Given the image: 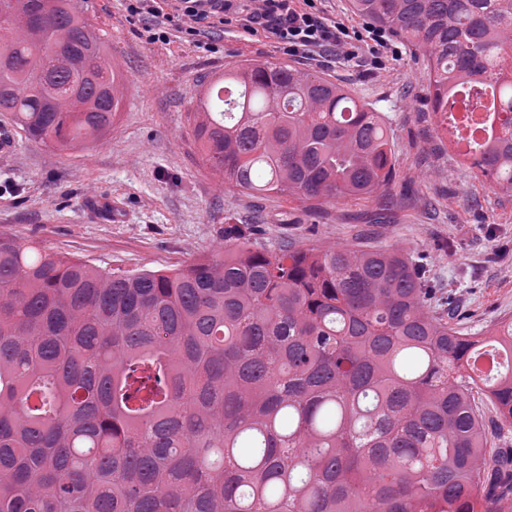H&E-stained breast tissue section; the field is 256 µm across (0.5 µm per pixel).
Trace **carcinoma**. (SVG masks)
Returning <instances> with one entry per match:
<instances>
[{
    "label": "carcinoma",
    "mask_w": 512,
    "mask_h": 512,
    "mask_svg": "<svg viewBox=\"0 0 512 512\" xmlns=\"http://www.w3.org/2000/svg\"><path fill=\"white\" fill-rule=\"evenodd\" d=\"M423 57L434 111L486 112L462 154L512 191V0H349ZM193 132L224 184L316 209L387 185L385 116L320 75L243 63ZM122 77L75 0H0V112L71 149L112 132ZM403 251L224 250L114 275L0 236V512H501L512 319L472 336ZM499 363L486 386L475 359Z\"/></svg>",
    "instance_id": "obj_1"
}]
</instances>
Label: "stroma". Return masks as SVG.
<instances>
[{"label": "stroma", "instance_id": "stroma-1", "mask_svg": "<svg viewBox=\"0 0 512 512\" xmlns=\"http://www.w3.org/2000/svg\"><path fill=\"white\" fill-rule=\"evenodd\" d=\"M123 76L121 111L111 134L72 150L27 139L0 112V235L114 274L168 271L222 250L225 225L250 231L255 247L283 240L305 246L387 245L428 259L436 287L466 314L468 331L512 318V193L492 187L462 164L442 135L424 62L403 39L373 68L368 50L302 58L263 29L214 23L204 51L177 29L152 41L151 21L123 0H77ZM272 62L314 72L349 88L386 116L395 177L365 199H339L310 210L278 194L225 187L203 164L190 116L224 70ZM105 198L107 207L86 206Z\"/></svg>", "mask_w": 512, "mask_h": 512}]
</instances>
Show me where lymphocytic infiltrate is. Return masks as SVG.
I'll return each instance as SVG.
<instances>
[{
    "mask_svg": "<svg viewBox=\"0 0 512 512\" xmlns=\"http://www.w3.org/2000/svg\"><path fill=\"white\" fill-rule=\"evenodd\" d=\"M127 10L145 17L153 23L154 40L168 39L167 27L177 24L182 33L195 39L197 47H204L203 40L212 18H224L232 8L242 12L244 31L261 26L294 54L315 48L346 49L348 57H356V49L346 48L343 36L345 27L329 23L312 7L296 6L295 0H178L175 13H167L168 0H125Z\"/></svg>",
    "mask_w": 512,
    "mask_h": 512,
    "instance_id": "obj_1",
    "label": "lymphocytic infiltrate"
}]
</instances>
